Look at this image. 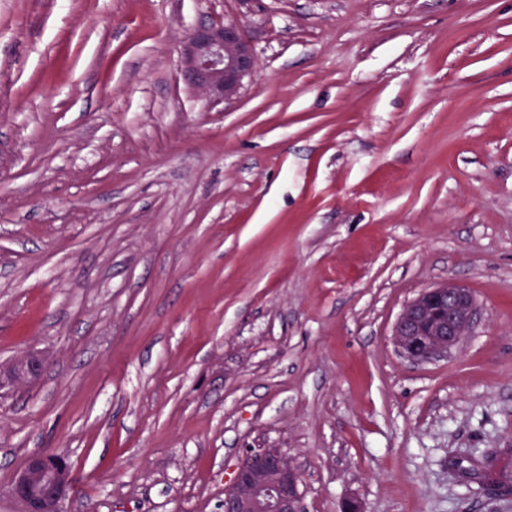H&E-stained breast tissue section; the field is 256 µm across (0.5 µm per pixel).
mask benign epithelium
Segmentation results:
<instances>
[{
	"instance_id": "benign-epithelium-1",
	"label": "benign epithelium",
	"mask_w": 512,
	"mask_h": 512,
	"mask_svg": "<svg viewBox=\"0 0 512 512\" xmlns=\"http://www.w3.org/2000/svg\"><path fill=\"white\" fill-rule=\"evenodd\" d=\"M256 55L243 27L206 20L193 27L180 46V75L190 88L204 93L209 105L235 99L251 77ZM478 316L469 289L440 283L421 292L400 313L393 331L397 351L413 363L446 358L459 350ZM45 368L41 354L13 362L8 382L25 386ZM0 376V381L5 379ZM301 473L280 448H250L224 490L222 512H304ZM72 490L65 457L51 452L31 454L10 488L21 512H64Z\"/></svg>"
}]
</instances>
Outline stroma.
I'll return each instance as SVG.
<instances>
[{
	"mask_svg": "<svg viewBox=\"0 0 512 512\" xmlns=\"http://www.w3.org/2000/svg\"><path fill=\"white\" fill-rule=\"evenodd\" d=\"M257 65L209 107L201 20ZM479 319L415 364L403 308ZM0 512L65 451L68 512H221L280 448L305 512H512V0H0ZM255 66L253 45L234 21L200 22L180 46L181 78L204 93L207 105L235 99ZM477 316L469 289L440 283L404 307L395 323L393 343L413 363L448 358L461 348ZM45 368L41 354L31 353L13 362L7 370V379L12 386H25L36 381ZM484 468L488 469L491 473L492 465L489 460L486 461ZM489 473V474H490ZM467 476L463 479L462 486L466 490V498L471 495H475L477 490H484L488 487L501 492V494H509L512 490V473L507 472H495L494 477H490L489 474H481L479 472H467ZM476 484L477 488L473 485Z\"/></svg>",
	"mask_w": 512,
	"mask_h": 512,
	"instance_id": "stroma-1",
	"label": "stroma"
}]
</instances>
